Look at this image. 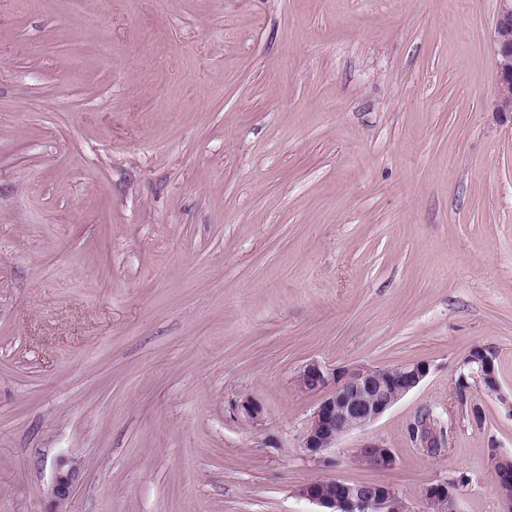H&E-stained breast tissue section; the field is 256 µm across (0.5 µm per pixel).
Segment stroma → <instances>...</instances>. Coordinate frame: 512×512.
Wrapping results in <instances>:
<instances>
[{
	"label": "stroma",
	"instance_id": "1",
	"mask_svg": "<svg viewBox=\"0 0 512 512\" xmlns=\"http://www.w3.org/2000/svg\"><path fill=\"white\" fill-rule=\"evenodd\" d=\"M498 0H0V512H501L512 121ZM499 392L455 387L476 347ZM328 367L428 364L324 459ZM260 421L239 413L244 399ZM482 410L474 421L472 407ZM374 443L395 465L361 461ZM493 51L498 89L495 112L511 115L512 106L508 105L502 92L512 87V0H499ZM77 478L78 471L75 465L67 458L58 459L51 487L57 509L49 512H67L63 510L62 505L71 497ZM299 494L327 509L318 512H412L394 489L383 484L315 480L303 485ZM423 498L427 512H456L452 508L453 494L448 483L429 485L424 491Z\"/></svg>",
	"mask_w": 512,
	"mask_h": 512
}]
</instances>
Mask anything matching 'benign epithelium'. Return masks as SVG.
<instances>
[{"label":"benign epithelium","instance_id":"7a95c632","mask_svg":"<svg viewBox=\"0 0 512 512\" xmlns=\"http://www.w3.org/2000/svg\"><path fill=\"white\" fill-rule=\"evenodd\" d=\"M493 51L497 78L495 111L504 115L512 106L503 95L512 87V0H499L494 24ZM429 373V366L406 363L393 368L356 369L328 368L318 362L306 364L299 373V386L306 391L332 388L311 415L304 437V448L310 456L321 458L344 436L376 421L401 398L417 388ZM481 382L489 390L499 391L495 354L488 348L476 347L459 366L456 386L464 392L470 381ZM369 463L390 468L395 458L388 448L367 444L360 451ZM497 493L512 512V458L492 452ZM78 471L67 458H60L54 468L51 493L56 510L73 492ZM299 494L325 509V512H411L398 493L387 485L349 484L334 479L324 483L311 481ZM423 498L427 512H455L453 494L446 483L426 487Z\"/></svg>","mask_w":512,"mask_h":512}]
</instances>
